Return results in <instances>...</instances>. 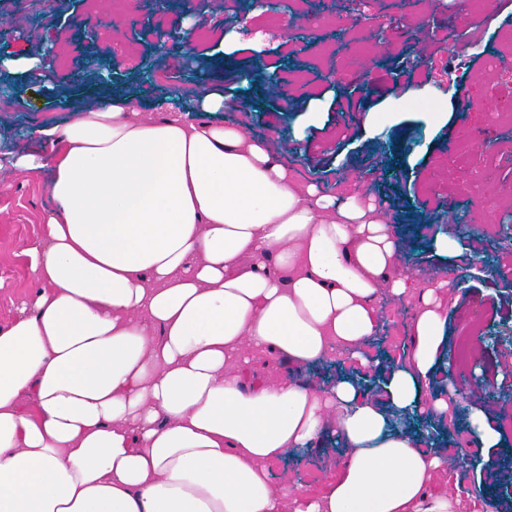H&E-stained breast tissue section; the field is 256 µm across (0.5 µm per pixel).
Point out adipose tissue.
Masks as SVG:
<instances>
[{
    "label": "adipose tissue",
    "mask_w": 512,
    "mask_h": 512,
    "mask_svg": "<svg viewBox=\"0 0 512 512\" xmlns=\"http://www.w3.org/2000/svg\"><path fill=\"white\" fill-rule=\"evenodd\" d=\"M223 109L205 88L157 118L103 96L34 128L37 149L0 143V168L49 174L54 202L0 327V512H486L481 484L391 426L395 409L448 413L428 394L456 362L442 301L458 269L428 288L397 273L373 201L299 184L266 141L197 118ZM384 293L418 310L380 386L306 380L363 360ZM328 434L341 466L319 495L271 482V462Z\"/></svg>",
    "instance_id": "1"
}]
</instances>
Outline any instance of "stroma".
Instances as JSON below:
<instances>
[{
  "instance_id": "obj_1",
  "label": "stroma",
  "mask_w": 512,
  "mask_h": 512,
  "mask_svg": "<svg viewBox=\"0 0 512 512\" xmlns=\"http://www.w3.org/2000/svg\"><path fill=\"white\" fill-rule=\"evenodd\" d=\"M54 2L47 14L38 0H0V57L38 60L26 75L0 69L1 138L30 148L32 128L69 118L95 92L134 96L149 115L160 99L184 100L198 81L219 90L232 84L235 111L206 113L203 121L234 122L253 137L278 142L281 162L299 183L339 197L353 194L358 174H370L371 196L398 224L408 248L402 270L421 286L432 285L449 264L436 237H460L464 223L481 227L487 247L480 259L502 274L493 281L471 275L447 301L448 344L455 350L488 330H512V240L506 237L512 227V0H423L411 11L398 0H336L313 13L303 45L280 36L278 15L266 11L246 12L253 37L225 32L223 19L242 12L241 0H175L158 19L141 0ZM363 9L380 17L385 40L375 51L354 41L352 57L371 61V68L329 81L327 73L344 65L331 35L353 26ZM109 18L118 22L119 38L100 28L96 39L86 40L87 24ZM413 24L428 35L429 54L419 65L411 64L412 46L402 37ZM187 27L196 30L194 56L159 65L158 30L177 34ZM48 43L56 44L54 54H45ZM96 59L114 65L111 85L97 82ZM272 71L301 86L298 111H285L268 90ZM349 98L359 106L339 120L330 105ZM47 182L0 170V326L33 288L19 247L42 230L52 205ZM444 202L453 204L452 212H442ZM380 302L381 327L364 352L387 365L409 349L405 326L417 304L385 296ZM455 374L480 375L486 387L449 403L446 422L435 430L449 474L464 485L485 478V469L462 466L459 453L481 458L469 415L491 408L501 425V443L491 454L503 461L502 484L512 485V415L497 409L498 395L512 394V349L485 351L477 361L458 357ZM339 459L329 435L321 446L270 463L269 476L317 495L335 477Z\"/></svg>"
}]
</instances>
